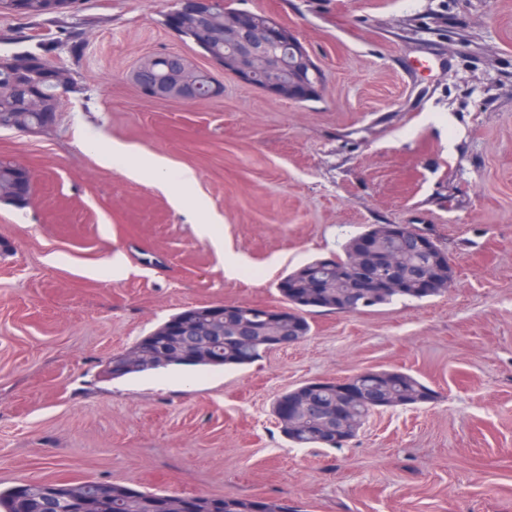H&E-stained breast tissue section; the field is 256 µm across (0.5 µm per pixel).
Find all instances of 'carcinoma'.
Returning a JSON list of instances; mask_svg holds the SVG:
<instances>
[{
	"mask_svg": "<svg viewBox=\"0 0 512 512\" xmlns=\"http://www.w3.org/2000/svg\"><path fill=\"white\" fill-rule=\"evenodd\" d=\"M15 0H0V14L13 15L25 19H40L58 31L45 35H29L24 31H16L10 36H0L15 43L33 42L36 51L23 50L21 54L37 59L49 60L50 54L61 46H66L71 53L80 55L86 44V31L83 29H67L65 14H48L43 10L44 0H27V10L17 12L13 8ZM40 92L48 98H55V89L37 87L32 76L0 68V128L15 127L20 130L41 127L45 123V113L39 111L32 103L31 97ZM17 184L15 163L0 162V201L12 202ZM378 236L377 226L370 225L362 232L350 237L342 247V253L335 256L334 268L320 270L325 288L319 302H300L288 289L279 292L297 318L296 323L289 325L280 320L259 322L253 319L247 310L238 307V316L223 323L222 333L224 344L219 347L205 345L200 349L198 357L189 363L191 367H239L250 365L274 349V345L287 340L293 328L295 336L306 339L311 326L306 315L318 309L336 312H360L362 310L380 308L393 302L403 300H424L440 296L446 292L448 269L442 266L437 255L420 250L410 239H379L382 251L392 255L397 264L398 272L410 279H432L433 288L419 293L413 288H403L388 293H377L367 288L352 294L349 277L342 271L351 268L357 261L355 253L357 241L364 236ZM318 261L314 260L290 272L284 280L295 288H304L305 274L316 269ZM135 356L132 367L120 371V374H134L165 369L171 366H182L184 362L171 355H163L161 346L155 342L148 344L136 342L129 348ZM362 387L367 394L382 398L388 407L412 406L426 404L435 399L432 389L414 376L401 372L397 375L371 373L363 377ZM294 395H303L313 406L307 412H299L285 423L278 424L283 436L295 445L305 448L321 445L325 427L333 422L336 407L341 401L334 386L316 383L312 380L290 390ZM373 412V406L367 399L355 402L349 412L346 424L345 442L354 440L367 418ZM96 482L83 481L58 488L49 482H33L15 486L5 492L0 491V512H76L77 502L83 495L94 491ZM219 501L221 512H253L252 506L258 505L260 512H294L286 501H266L244 499L238 497H198L194 512H213L211 504ZM185 498L179 495L142 492L133 488L114 484L112 497L101 500L99 512H186L183 507Z\"/></svg>",
	"mask_w": 512,
	"mask_h": 512,
	"instance_id": "1",
	"label": "carcinoma"
}]
</instances>
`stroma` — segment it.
<instances>
[{
  "mask_svg": "<svg viewBox=\"0 0 512 512\" xmlns=\"http://www.w3.org/2000/svg\"><path fill=\"white\" fill-rule=\"evenodd\" d=\"M180 0H80V90L0 161L37 176L0 203V489L108 481L183 496L285 499L297 512H512V0H226L310 53L317 100L222 72L163 24ZM178 52L220 95L147 99L146 56ZM104 136L195 171L160 188L102 165ZM372 224L447 253L445 295L310 314L309 337L237 369L105 376L174 314L282 306L293 269ZM123 254L128 270L106 261ZM237 258L238 271L228 270ZM401 370L434 401L372 413L340 448H293L272 413L316 378Z\"/></svg>",
  "mask_w": 512,
  "mask_h": 512,
  "instance_id": "1",
  "label": "stroma"
}]
</instances>
